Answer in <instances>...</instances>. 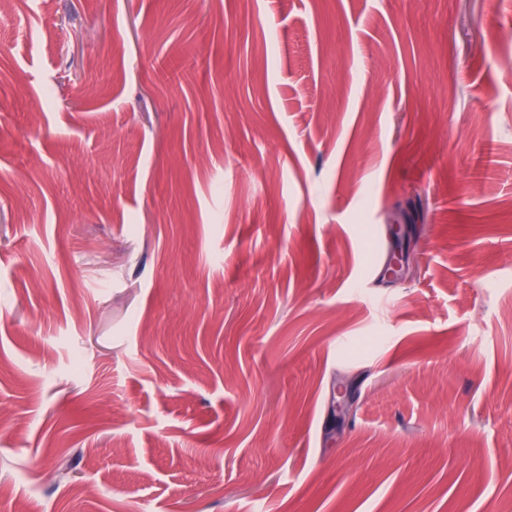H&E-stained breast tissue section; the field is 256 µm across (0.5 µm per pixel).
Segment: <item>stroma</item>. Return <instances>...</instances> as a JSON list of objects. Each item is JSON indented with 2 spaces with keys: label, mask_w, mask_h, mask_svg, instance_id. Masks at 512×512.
I'll list each match as a JSON object with an SVG mask.
<instances>
[{
  "label": "stroma",
  "mask_w": 512,
  "mask_h": 512,
  "mask_svg": "<svg viewBox=\"0 0 512 512\" xmlns=\"http://www.w3.org/2000/svg\"><path fill=\"white\" fill-rule=\"evenodd\" d=\"M508 24L6 0L0 512H512ZM390 230L396 247L384 269V277L391 280L412 278L417 269L411 257L414 235L408 224H391ZM357 401V391L352 384L344 383L339 387L338 396L332 398V412L336 419V425H340L345 419L353 415L352 408Z\"/></svg>",
  "instance_id": "1"
}]
</instances>
